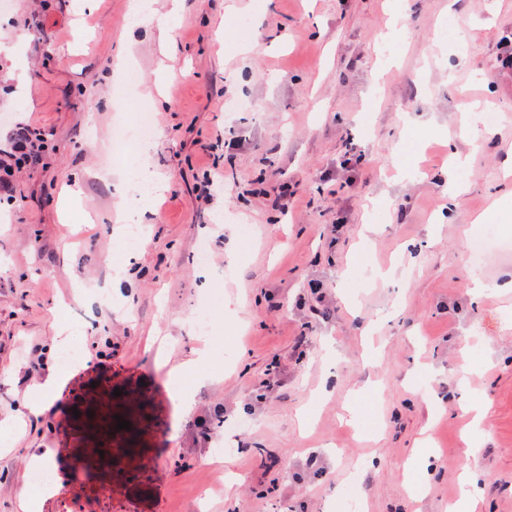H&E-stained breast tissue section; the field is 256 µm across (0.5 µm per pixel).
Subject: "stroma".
<instances>
[{
	"label": "stroma",
	"mask_w": 512,
	"mask_h": 512,
	"mask_svg": "<svg viewBox=\"0 0 512 512\" xmlns=\"http://www.w3.org/2000/svg\"><path fill=\"white\" fill-rule=\"evenodd\" d=\"M84 2L0 0V147L29 125L49 138L0 204V512L31 499L35 449L59 487L40 512H346L350 494L363 512H445L466 463L484 475L478 512H512V251L485 260L480 298L466 273L484 224L512 241V0H183L176 55L132 29L122 112L110 68L129 0ZM464 85L474 111L503 116L479 145L460 134ZM144 110L151 146L115 155ZM233 135L246 142L231 155L216 141ZM452 153L467 159L453 210L439 176ZM116 162L167 185L130 258ZM126 261L134 278L113 287ZM210 288L223 302L203 337L192 313ZM77 320L82 356L63 372L50 350ZM160 351L205 359L184 417ZM271 366L282 385L267 394ZM219 410L240 425L230 455L223 429L206 441L193 427ZM424 433L427 492L412 500Z\"/></svg>",
	"instance_id": "obj_1"
}]
</instances>
